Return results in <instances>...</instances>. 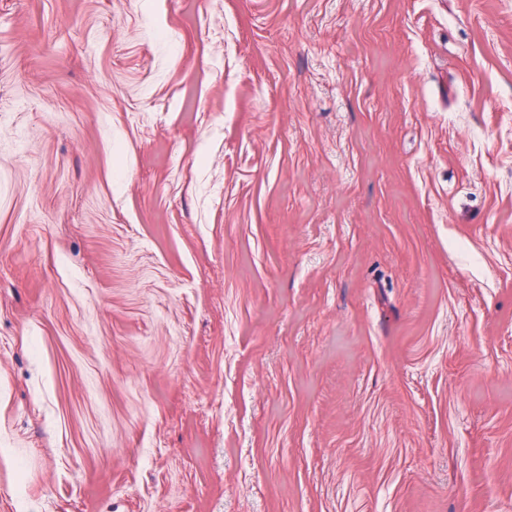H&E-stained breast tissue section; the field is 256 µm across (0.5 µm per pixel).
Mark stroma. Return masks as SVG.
Segmentation results:
<instances>
[{"label": "stroma", "instance_id": "stroma-1", "mask_svg": "<svg viewBox=\"0 0 512 512\" xmlns=\"http://www.w3.org/2000/svg\"><path fill=\"white\" fill-rule=\"evenodd\" d=\"M0 512H512V0H0Z\"/></svg>", "mask_w": 512, "mask_h": 512}]
</instances>
